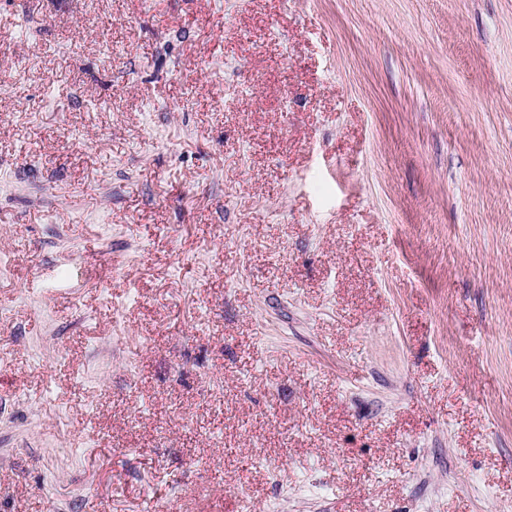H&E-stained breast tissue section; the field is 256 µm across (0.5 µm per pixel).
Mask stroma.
Segmentation results:
<instances>
[{"label": "stroma", "instance_id": "35a3bbf8", "mask_svg": "<svg viewBox=\"0 0 512 512\" xmlns=\"http://www.w3.org/2000/svg\"><path fill=\"white\" fill-rule=\"evenodd\" d=\"M0 512H512V0H0Z\"/></svg>", "mask_w": 512, "mask_h": 512}]
</instances>
